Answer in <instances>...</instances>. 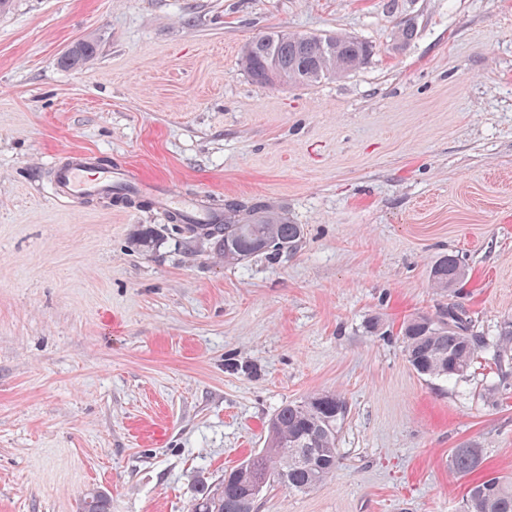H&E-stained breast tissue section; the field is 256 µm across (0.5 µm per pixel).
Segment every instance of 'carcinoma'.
I'll list each match as a JSON object with an SVG mask.
<instances>
[{"label": "carcinoma", "instance_id": "1", "mask_svg": "<svg viewBox=\"0 0 512 512\" xmlns=\"http://www.w3.org/2000/svg\"><path fill=\"white\" fill-rule=\"evenodd\" d=\"M372 46L354 37L305 35L276 31L252 40L243 51L245 71L258 83L269 85V70L276 65L279 81L312 86L325 79L352 71L369 58ZM97 52V42L85 38L72 44L60 58L69 68H79ZM267 208L254 202L244 205L224 201V223L187 224L196 237L213 242L217 254L229 264H240L258 255L275 258L295 250L304 236L301 224L286 214L271 222L249 221L247 217ZM464 275L460 259L446 255L431 268L432 286L454 287ZM406 359L421 376L441 382L458 381L470 370L484 337L470 329V323L454 306L435 315H416L401 325ZM496 367L507 379L512 372V320L505 319L496 337ZM347 414L345 398L335 392L310 394L296 402L282 404L267 423L266 448L249 455L224 472L223 490L214 496L203 493L191 512H255L256 501L249 490L286 486L305 493L331 477L339 464L337 434ZM479 448H456L451 467L459 474L474 471L481 463ZM109 498L95 493L84 498L81 512H111ZM465 512H512V478L487 476L468 487Z\"/></svg>", "mask_w": 512, "mask_h": 512}]
</instances>
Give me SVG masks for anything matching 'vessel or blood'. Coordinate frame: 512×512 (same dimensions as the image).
Returning <instances> with one entry per match:
<instances>
[{
	"label": "vessel or blood",
	"instance_id": "1",
	"mask_svg": "<svg viewBox=\"0 0 512 512\" xmlns=\"http://www.w3.org/2000/svg\"><path fill=\"white\" fill-rule=\"evenodd\" d=\"M119 184L135 188L139 182L127 168H97L84 152L72 153L69 161L54 171V190L63 202L107 194ZM156 203L167 214L186 218L194 224H218L223 220L222 213L210 207L199 195L168 193L157 197Z\"/></svg>",
	"mask_w": 512,
	"mask_h": 512
}]
</instances>
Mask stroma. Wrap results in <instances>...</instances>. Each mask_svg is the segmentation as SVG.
<instances>
[{
  "mask_svg": "<svg viewBox=\"0 0 512 512\" xmlns=\"http://www.w3.org/2000/svg\"><path fill=\"white\" fill-rule=\"evenodd\" d=\"M278 30L374 50L265 86L240 57ZM86 37L96 55L63 67ZM74 151L129 167L141 204L54 197ZM166 191L281 209L303 242L225 264L156 207ZM448 254L465 276L443 291L430 270ZM450 304L489 339L512 319V0L0 10V512H80L95 491L112 512H189L278 407L332 391L335 476L268 489L257 512H464L469 484L512 476V384L489 347L455 383L410 366L403 321ZM463 446L483 456L466 476L449 466Z\"/></svg>",
  "mask_w": 512,
  "mask_h": 512,
  "instance_id": "35a3bbf8",
  "label": "stroma"
}]
</instances>
